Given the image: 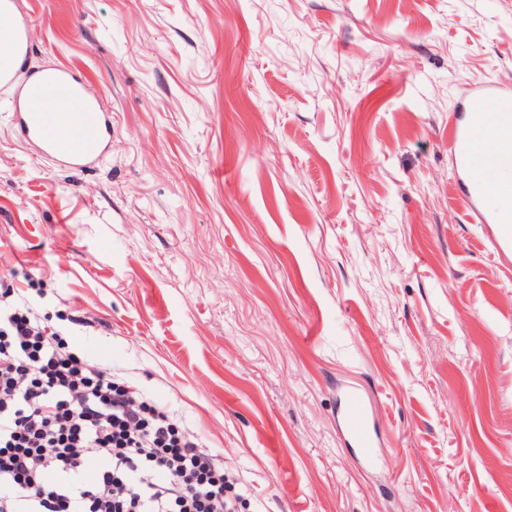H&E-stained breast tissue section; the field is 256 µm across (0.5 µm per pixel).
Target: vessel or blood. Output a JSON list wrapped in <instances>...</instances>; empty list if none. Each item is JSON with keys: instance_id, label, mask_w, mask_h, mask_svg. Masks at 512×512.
<instances>
[{"instance_id": "1", "label": "vessel or blood", "mask_w": 512, "mask_h": 512, "mask_svg": "<svg viewBox=\"0 0 512 512\" xmlns=\"http://www.w3.org/2000/svg\"><path fill=\"white\" fill-rule=\"evenodd\" d=\"M0 21L7 22L9 54L0 60V92L14 111L17 128L29 142L60 164L73 169L89 167L98 161L112 140V120L99 99L87 98L69 69L55 70L49 80L32 79L21 83L16 60L29 52L28 20L17 14L14 0H0ZM479 108L462 103L448 135V152L458 163L463 201L470 215L492 228L497 251L512 253V178L496 179V166L487 163L474 172L468 161L478 138L492 130L504 155H512V93L489 85L478 88ZM344 425L356 453L363 459L374 457L373 436L367 402L356 391L342 400Z\"/></svg>"}]
</instances>
